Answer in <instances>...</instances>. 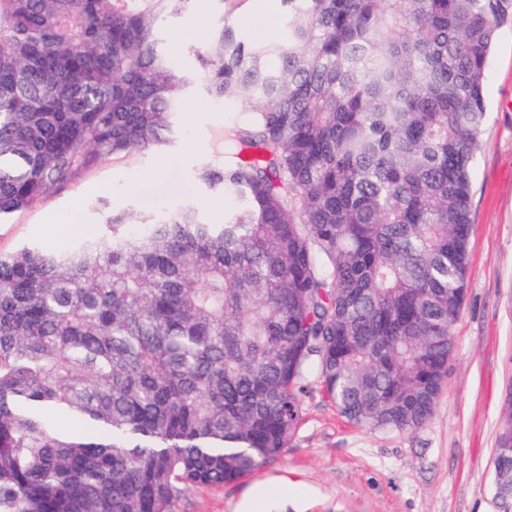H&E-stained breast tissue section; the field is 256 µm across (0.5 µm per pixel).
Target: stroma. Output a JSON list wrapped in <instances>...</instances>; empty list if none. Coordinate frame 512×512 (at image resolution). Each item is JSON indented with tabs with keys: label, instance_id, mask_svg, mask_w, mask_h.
<instances>
[{
	"label": "stroma",
	"instance_id": "obj_1",
	"mask_svg": "<svg viewBox=\"0 0 512 512\" xmlns=\"http://www.w3.org/2000/svg\"><path fill=\"white\" fill-rule=\"evenodd\" d=\"M198 16L185 14L165 25L173 59L192 69L197 61L189 46L209 36ZM224 20L254 42L288 35L282 10L269 9L266 0H245L238 8L226 0ZM485 96L483 147L472 182L467 301L432 418L412 432L373 431L341 416L321 386L312 385L299 431L279 458L235 482L189 489L174 512H235L245 498L282 483L295 489L286 512H512V499L497 493L492 467L512 391V23L496 33ZM245 116L240 102L190 100L177 116L179 137L172 147L126 163L104 161L75 186L0 224V252L26 242L67 248V241L50 240L47 230L55 224L82 225L85 239L101 235L104 217L97 204L103 198L115 208L146 213L196 205L211 223H223L235 198L206 196L195 172L213 159L216 132ZM130 171L143 173L144 181L130 186L123 178Z\"/></svg>",
	"mask_w": 512,
	"mask_h": 512
}]
</instances>
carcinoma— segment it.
I'll list each match as a JSON object with an SVG mask.
<instances>
[{"mask_svg":"<svg viewBox=\"0 0 512 512\" xmlns=\"http://www.w3.org/2000/svg\"><path fill=\"white\" fill-rule=\"evenodd\" d=\"M198 2L0 0V224L166 151L194 95L249 104L197 171L224 223L103 199L101 236L0 253V512H173L279 457L314 381L376 431L443 393L512 0H282L288 38L218 24L187 69L163 22Z\"/></svg>","mask_w":512,"mask_h":512,"instance_id":"1","label":"carcinoma"}]
</instances>
